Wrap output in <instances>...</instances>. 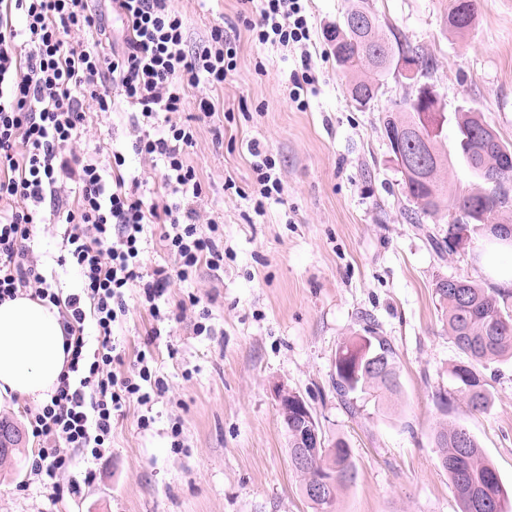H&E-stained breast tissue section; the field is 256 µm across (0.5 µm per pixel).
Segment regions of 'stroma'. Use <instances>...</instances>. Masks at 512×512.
I'll return each mask as SVG.
<instances>
[{
  "label": "stroma",
  "mask_w": 512,
  "mask_h": 512,
  "mask_svg": "<svg viewBox=\"0 0 512 512\" xmlns=\"http://www.w3.org/2000/svg\"><path fill=\"white\" fill-rule=\"evenodd\" d=\"M367 2L383 28L432 59V69L411 81L388 75L369 105H357L323 35L351 0H306L315 82L299 108L288 96L299 50L253 41L240 0H174L191 46L219 24L237 48L235 71L208 91L216 113L199 123L187 156L206 186L196 204L199 225L223 224L224 267L173 281L169 292L174 301L198 298L211 332L196 334L199 308L162 325L152 350L167 389L152 404L154 422L139 429L134 405L115 419L111 448L68 473L79 494L53 497L32 473L38 442L30 403L0 407V420L22 434L11 462L0 466V512H311L288 464L281 386L309 402L327 442L341 440L351 450L357 478L339 493L335 512H459L432 440L446 419L470 430L512 488V359L487 365L491 408L474 411L450 382L461 355L434 292L450 277L493 287L478 260L489 234L477 231L452 252L444 241L447 216L412 223L383 125L387 111L427 83L445 111L479 112L512 141V0H480L475 29L463 37L445 27L449 0ZM82 3L105 26L84 34V44L107 54L121 49L126 33L110 0ZM109 94L113 112L83 100L88 122L73 153L108 169L113 150L124 151L123 175L158 191L157 168L130 152L129 106L118 89ZM255 144L274 157L283 185L281 195L263 201L253 191ZM63 231L60 224L38 226L31 249L63 294H78L79 271L59 262ZM126 301L115 334L130 357L152 319L138 289ZM371 332L396 354L399 391L383 403L371 395L345 400L333 387L336 351ZM176 421L180 448L171 445Z\"/></svg>",
  "instance_id": "obj_1"
}]
</instances>
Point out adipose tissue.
Returning a JSON list of instances; mask_svg holds the SVG:
<instances>
[{
    "mask_svg": "<svg viewBox=\"0 0 512 512\" xmlns=\"http://www.w3.org/2000/svg\"><path fill=\"white\" fill-rule=\"evenodd\" d=\"M480 260L496 284L512 289V242L485 244ZM70 358L57 307L23 293L0 302V399L46 402Z\"/></svg>",
    "mask_w": 512,
    "mask_h": 512,
    "instance_id": "1",
    "label": "adipose tissue"
}]
</instances>
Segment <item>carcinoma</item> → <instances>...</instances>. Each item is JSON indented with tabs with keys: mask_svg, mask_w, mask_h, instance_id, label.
<instances>
[{
	"mask_svg": "<svg viewBox=\"0 0 512 512\" xmlns=\"http://www.w3.org/2000/svg\"><path fill=\"white\" fill-rule=\"evenodd\" d=\"M477 11L478 0H451L445 25L457 34H468ZM335 28L341 29L342 37L327 43L336 64L349 76L351 99L361 107L377 96L383 80L401 59L429 70L419 50L383 33L376 15L360 0L349 7ZM432 121L427 107L409 100L387 112L383 121L391 152L407 156L423 149L427 155L424 171L409 165L400 168L414 214L448 211V239L470 225L498 239L511 236L505 225L512 223V143L502 140L476 112L463 109L445 116L443 126H454L457 150L477 179L466 190H451L447 182L450 162L444 148L448 135L442 129L430 133ZM456 282L446 289L435 288L448 337L463 355L450 375L472 408L484 411L490 407L491 397L482 368L493 359L512 356V306L505 296L472 280L458 278ZM396 388L393 352L382 339L363 336L336 352L338 395L373 392L382 399L385 392ZM462 430L459 423L445 422L438 424L433 434L440 465L448 472L460 512H509L512 502L496 468L474 436L466 443L460 441ZM293 471L312 512H335L339 491L355 479L349 448L342 442L328 445L317 457L293 466ZM325 479L331 481L329 492L322 497L313 494V486Z\"/></svg>",
	"mask_w": 512,
	"mask_h": 512,
	"instance_id": "cac0c4a2",
	"label": "carcinoma"
}]
</instances>
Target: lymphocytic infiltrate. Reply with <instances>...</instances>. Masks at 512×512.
I'll return each mask as SVG.
<instances>
[{"label": "lymphocytic infiltrate", "mask_w": 512, "mask_h": 512, "mask_svg": "<svg viewBox=\"0 0 512 512\" xmlns=\"http://www.w3.org/2000/svg\"><path fill=\"white\" fill-rule=\"evenodd\" d=\"M112 8L127 31L126 48L107 57L74 45L76 36L98 26L80 0H0V302L25 291L63 310L68 370L50 400L30 413L32 433L42 443L31 469L57 497L79 490L78 483L58 481L75 454L100 459L123 406L134 401L147 409L165 389L145 351L129 364L117 352L114 327L126 312V289L142 290L155 322L146 338L151 344L160 323L185 308L167 299L171 280H188L203 266L224 267L220 223L199 227L194 209L203 182L186 155L197 127L168 116L181 111L189 91L223 85L237 66L236 50L219 25L206 45L188 50L183 17L170 0H112ZM248 27L259 44L300 48L302 70L292 75L289 92L300 102L313 83L303 0H258ZM108 80L120 86L135 126L144 130L133 152L161 167L164 203H155L138 177L120 175L122 151L112 153L116 175L110 182L94 159L64 153L84 126L82 96L111 111ZM73 173L80 191L68 207L59 189ZM44 202L65 215L67 255L82 275L83 295L55 291L26 248L43 221ZM150 224L160 226L173 269H145ZM89 318L98 329L92 350L84 338Z\"/></svg>", "instance_id": "obj_1"}]
</instances>
